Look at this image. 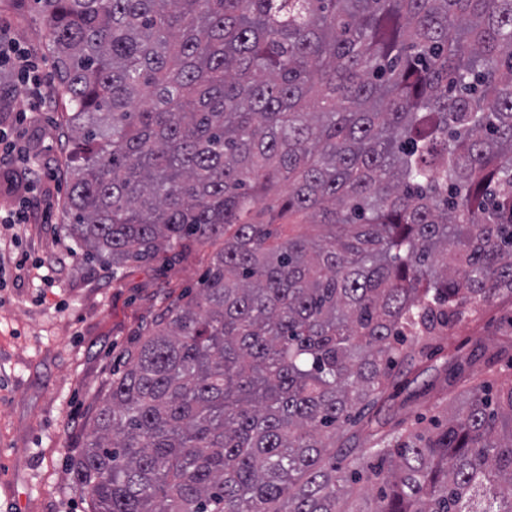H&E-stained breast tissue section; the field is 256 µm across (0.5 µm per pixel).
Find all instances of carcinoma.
I'll return each instance as SVG.
<instances>
[{"label": "carcinoma", "mask_w": 512, "mask_h": 512, "mask_svg": "<svg viewBox=\"0 0 512 512\" xmlns=\"http://www.w3.org/2000/svg\"><path fill=\"white\" fill-rule=\"evenodd\" d=\"M34 4L85 254L215 246L98 408L91 512H512V383L355 429L404 337L512 293V0Z\"/></svg>", "instance_id": "carcinoma-1"}]
</instances>
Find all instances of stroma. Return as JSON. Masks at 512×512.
Segmentation results:
<instances>
[{
	"mask_svg": "<svg viewBox=\"0 0 512 512\" xmlns=\"http://www.w3.org/2000/svg\"><path fill=\"white\" fill-rule=\"evenodd\" d=\"M33 0H0L7 27L54 84V59L36 30ZM63 100L28 112L20 93L0 115V128L30 141L44 171L0 163V208L26 205L24 224L0 223V512H90L70 466L84 448L112 376L171 300L198 288L211 246L194 244L180 256L162 250L120 269L88 259L65 227L66 154L55 136ZM512 296L501 295L476 320L435 337L438 355L409 342L412 364L399 365L369 415L387 428L429 420L434 404L460 405L469 386L458 368L479 359L496 390L512 382Z\"/></svg>",
	"mask_w": 512,
	"mask_h": 512,
	"instance_id": "obj_1",
	"label": "stroma"
}]
</instances>
